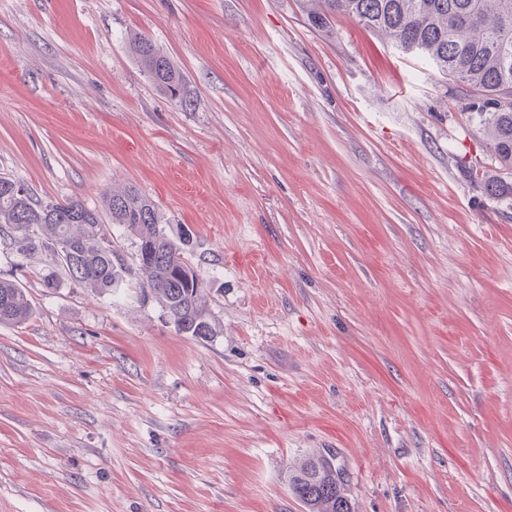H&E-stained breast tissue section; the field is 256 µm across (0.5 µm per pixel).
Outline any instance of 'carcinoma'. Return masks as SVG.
Segmentation results:
<instances>
[{"label":"carcinoma","mask_w":512,"mask_h":512,"mask_svg":"<svg viewBox=\"0 0 512 512\" xmlns=\"http://www.w3.org/2000/svg\"><path fill=\"white\" fill-rule=\"evenodd\" d=\"M308 2V20L318 30L329 32L334 19L351 17L454 81L470 122L486 137L494 158L512 167V0ZM131 45L149 80L171 98L185 100V78L170 59L145 37H133ZM483 182L490 195L512 197V181L489 176ZM112 224L155 249V258H138L147 274L139 285L142 299L156 302L180 333L201 339L215 335L202 302L204 281H196L197 269L185 259L183 243L166 232L149 197L131 187L104 193L100 207L93 209L78 199L45 204L21 181L0 177V242L25 255L47 253L48 288L58 287L64 277L101 296L128 281L132 269L112 241ZM34 313L28 291L0 279V324H23ZM288 485L306 512H351L336 467L327 459L305 462L291 473Z\"/></svg>","instance_id":"1"}]
</instances>
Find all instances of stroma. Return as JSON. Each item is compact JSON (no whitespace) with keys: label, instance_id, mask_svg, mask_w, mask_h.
I'll list each match as a JSON object with an SVG mask.
<instances>
[{"label":"stroma","instance_id":"1","mask_svg":"<svg viewBox=\"0 0 512 512\" xmlns=\"http://www.w3.org/2000/svg\"><path fill=\"white\" fill-rule=\"evenodd\" d=\"M149 38L190 100L145 75ZM459 89L304 0H0V176L193 232L216 334L134 286L31 293L0 326V512H512V200ZM336 467L327 459H311L288 479L292 494L307 512H350Z\"/></svg>","mask_w":512,"mask_h":512}]
</instances>
